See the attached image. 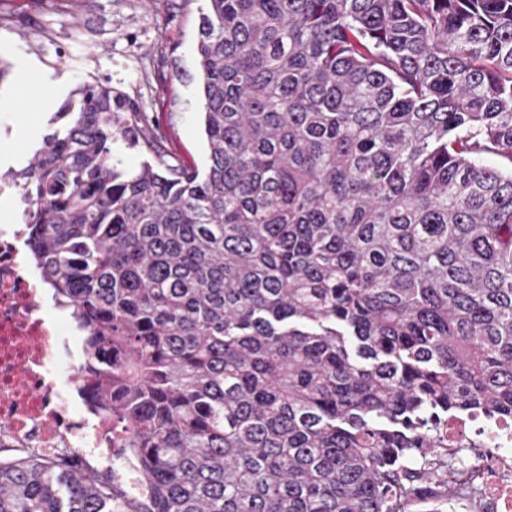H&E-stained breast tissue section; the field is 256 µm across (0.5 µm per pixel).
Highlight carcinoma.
<instances>
[{"instance_id": "cac0c4a2", "label": "carcinoma", "mask_w": 512, "mask_h": 512, "mask_svg": "<svg viewBox=\"0 0 512 512\" xmlns=\"http://www.w3.org/2000/svg\"><path fill=\"white\" fill-rule=\"evenodd\" d=\"M207 2L204 170L98 82L15 173L146 497L25 459L0 512H443L439 426L512 420V0Z\"/></svg>"}]
</instances>
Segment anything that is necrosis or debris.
Listing matches in <instances>:
<instances>
[{"label": "necrosis or debris", "mask_w": 512, "mask_h": 512, "mask_svg": "<svg viewBox=\"0 0 512 512\" xmlns=\"http://www.w3.org/2000/svg\"><path fill=\"white\" fill-rule=\"evenodd\" d=\"M0 464L38 457L86 470H113L138 488L123 434L92 406L76 408L81 354L70 331L46 313L41 286L26 270L22 242L31 206L16 181L0 172ZM439 445L462 456L448 481L476 492L485 512H512V423L452 415Z\"/></svg>", "instance_id": "obj_1"}]
</instances>
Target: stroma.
<instances>
[{
    "label": "stroma",
    "mask_w": 512,
    "mask_h": 512,
    "mask_svg": "<svg viewBox=\"0 0 512 512\" xmlns=\"http://www.w3.org/2000/svg\"><path fill=\"white\" fill-rule=\"evenodd\" d=\"M205 0H0V167L23 168L49 118L78 84L112 81L142 102L190 166L205 162L196 24Z\"/></svg>",
    "instance_id": "1"
}]
</instances>
